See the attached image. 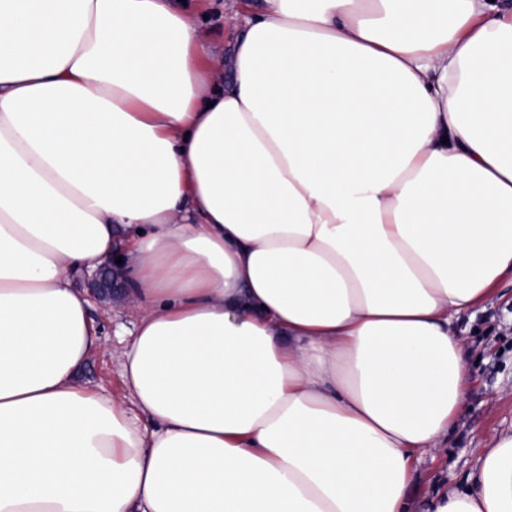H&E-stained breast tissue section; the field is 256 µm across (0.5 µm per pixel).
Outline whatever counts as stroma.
Segmentation results:
<instances>
[{
  "mask_svg": "<svg viewBox=\"0 0 512 512\" xmlns=\"http://www.w3.org/2000/svg\"><path fill=\"white\" fill-rule=\"evenodd\" d=\"M190 8L204 37L208 56L230 60L232 32L224 17L233 0H190ZM126 282L115 276L109 298H92L90 314L97 321L104 344L80 368L81 381L90 387L122 390L120 364L111 356L117 330L132 328L136 314L127 307ZM453 325L468 348L469 380L465 407L448 434L444 448L417 454L407 497L412 505L447 491L465 487L477 474V451L512 432V279L502 278L482 306L457 315Z\"/></svg>",
  "mask_w": 512,
  "mask_h": 512,
  "instance_id": "35a3bbf8",
  "label": "stroma"
}]
</instances>
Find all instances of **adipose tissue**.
<instances>
[{"instance_id":"ef3b65f1","label":"adipose tissue","mask_w":512,"mask_h":512,"mask_svg":"<svg viewBox=\"0 0 512 512\" xmlns=\"http://www.w3.org/2000/svg\"><path fill=\"white\" fill-rule=\"evenodd\" d=\"M0 0V512H411L512 275V9ZM120 255L126 394L81 383ZM425 512H512V434ZM174 7L181 8L188 5L195 12V20L201 28L204 45L210 58L218 57L224 60V77L230 74V61L233 52V36L226 27L224 15L229 10L242 5L250 12L260 10L262 2L259 0H202V1H171ZM225 5V8H224Z\"/></svg>"}]
</instances>
